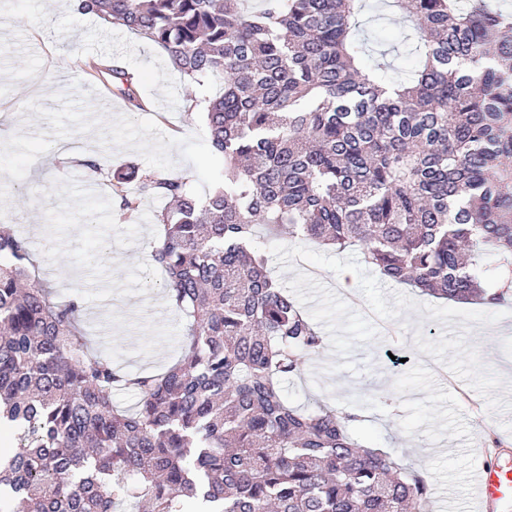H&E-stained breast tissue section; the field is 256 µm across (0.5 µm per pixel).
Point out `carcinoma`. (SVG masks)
Returning <instances> with one entry per match:
<instances>
[{
	"label": "carcinoma",
	"mask_w": 512,
	"mask_h": 512,
	"mask_svg": "<svg viewBox=\"0 0 512 512\" xmlns=\"http://www.w3.org/2000/svg\"><path fill=\"white\" fill-rule=\"evenodd\" d=\"M242 2L80 0L186 78H222L203 112L222 168L204 196L159 170L112 174L125 217L141 194L167 199L152 258L192 325L158 371L124 372L94 349L82 300H54L28 240L0 225V427L16 440L0 456V510L428 512L417 472L352 437L359 415L283 396L324 337L273 281L255 228L356 245L392 281L499 304L465 252L497 250L512 269V12L395 0L416 63L388 82L361 67L366 0ZM112 77L142 107L134 76ZM115 390L135 405H115Z\"/></svg>",
	"instance_id": "1"
}]
</instances>
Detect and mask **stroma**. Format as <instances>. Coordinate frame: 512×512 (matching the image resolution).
Wrapping results in <instances>:
<instances>
[{
    "label": "stroma",
    "instance_id": "1",
    "mask_svg": "<svg viewBox=\"0 0 512 512\" xmlns=\"http://www.w3.org/2000/svg\"><path fill=\"white\" fill-rule=\"evenodd\" d=\"M112 66L134 75L141 108L118 97L90 103L91 90L111 94ZM221 90L218 77L201 86L183 78L167 54L125 27L52 9L49 0H0V224L28 239L35 274L56 298L83 299L94 343L124 371L171 364L191 320L170 304L161 267L144 255L164 200L142 196L133 217H119L112 172L135 163L187 177L205 194L221 162L210 151L202 104ZM71 143L90 146L102 168L88 169L75 152L44 163L48 148ZM91 182L100 183L101 200L87 197ZM500 309V321L466 328L457 317L445 326L403 313L391 322L395 337L355 345L348 358L328 347L308 355L283 394L294 405L314 397L360 414L355 438L421 475L431 512H447L451 498L470 512L476 458L490 439L512 438V411H489L462 380L435 377L414 334L465 329L483 364L512 376V299ZM395 354L402 363L392 362Z\"/></svg>",
    "mask_w": 512,
    "mask_h": 512
}]
</instances>
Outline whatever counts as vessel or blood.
<instances>
[{
	"mask_svg": "<svg viewBox=\"0 0 512 512\" xmlns=\"http://www.w3.org/2000/svg\"><path fill=\"white\" fill-rule=\"evenodd\" d=\"M512 445L485 450L475 469L477 512H512Z\"/></svg>",
	"mask_w": 512,
	"mask_h": 512,
	"instance_id": "1",
	"label": "vessel or blood"
}]
</instances>
